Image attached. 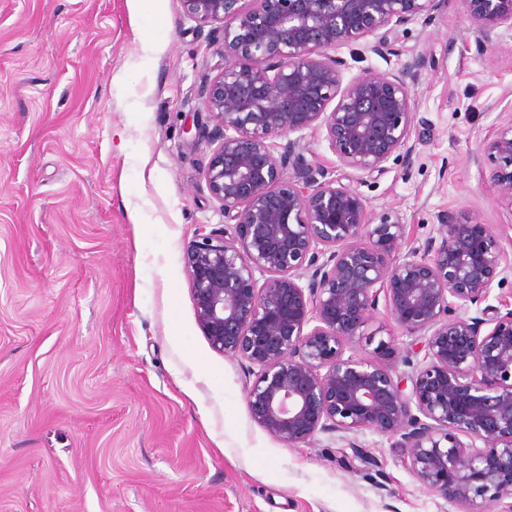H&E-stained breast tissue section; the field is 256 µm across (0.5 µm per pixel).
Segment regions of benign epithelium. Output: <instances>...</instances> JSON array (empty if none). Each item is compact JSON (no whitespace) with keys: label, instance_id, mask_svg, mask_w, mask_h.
Masks as SVG:
<instances>
[{"label":"benign epithelium","instance_id":"1","mask_svg":"<svg viewBox=\"0 0 512 512\" xmlns=\"http://www.w3.org/2000/svg\"><path fill=\"white\" fill-rule=\"evenodd\" d=\"M444 0H181L219 26L220 72L199 87L219 144L204 170L224 229L200 230L184 263L213 349L258 368L251 418L290 448L324 432L400 436L410 469L446 500L512 512V309L481 307L509 267L488 225L443 214L422 249L342 180L380 174L408 150V78L425 59L343 81L336 50L368 37L392 52L399 29ZM483 43L512 29V0H459ZM324 133L342 177L312 168L299 141ZM488 180L512 207V119L483 141ZM293 168L295 175L285 177ZM477 307L461 317L455 311ZM402 336L347 353L378 311ZM423 352L414 363V347ZM408 367L398 370V365Z\"/></svg>","mask_w":512,"mask_h":512}]
</instances>
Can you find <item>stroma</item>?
I'll list each match as a JSON object with an SVG mask.
<instances>
[{
	"label": "stroma",
	"mask_w": 512,
	"mask_h": 512,
	"mask_svg": "<svg viewBox=\"0 0 512 512\" xmlns=\"http://www.w3.org/2000/svg\"><path fill=\"white\" fill-rule=\"evenodd\" d=\"M0 0V512H463L398 437L287 447L250 416V364L196 319L184 250L224 226L198 95L222 59L180 0ZM345 79L424 57L410 153L351 179L404 250L446 213L512 252L480 142L512 116V30L479 47L457 0ZM139 213L132 221L131 213Z\"/></svg>",
	"instance_id": "1"
}]
</instances>
